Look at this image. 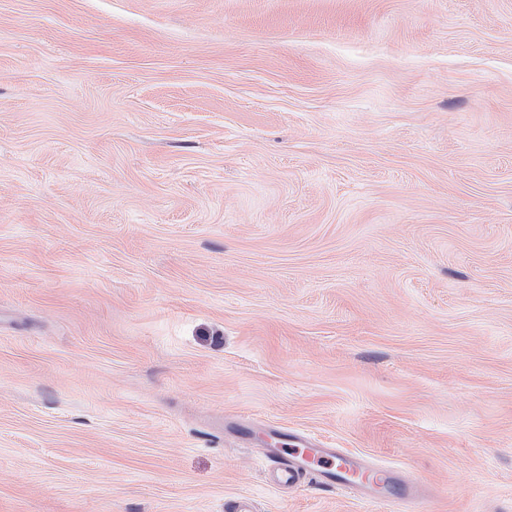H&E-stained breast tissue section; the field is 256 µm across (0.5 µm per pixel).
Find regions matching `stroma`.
<instances>
[{
	"label": "stroma",
	"instance_id": "stroma-1",
	"mask_svg": "<svg viewBox=\"0 0 512 512\" xmlns=\"http://www.w3.org/2000/svg\"><path fill=\"white\" fill-rule=\"evenodd\" d=\"M270 425L512 512V0H0V512H371Z\"/></svg>",
	"mask_w": 512,
	"mask_h": 512
}]
</instances>
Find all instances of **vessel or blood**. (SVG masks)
Returning a JSON list of instances; mask_svg holds the SVG:
<instances>
[{"label":"vessel or blood","mask_w":512,"mask_h":512,"mask_svg":"<svg viewBox=\"0 0 512 512\" xmlns=\"http://www.w3.org/2000/svg\"><path fill=\"white\" fill-rule=\"evenodd\" d=\"M266 456L274 462L270 481L278 487L292 489L309 477L322 487L366 500L387 499L397 503L401 512H418L421 487L397 481L391 468L368 463L360 455L323 448L308 436L273 429Z\"/></svg>","instance_id":"1"}]
</instances>
